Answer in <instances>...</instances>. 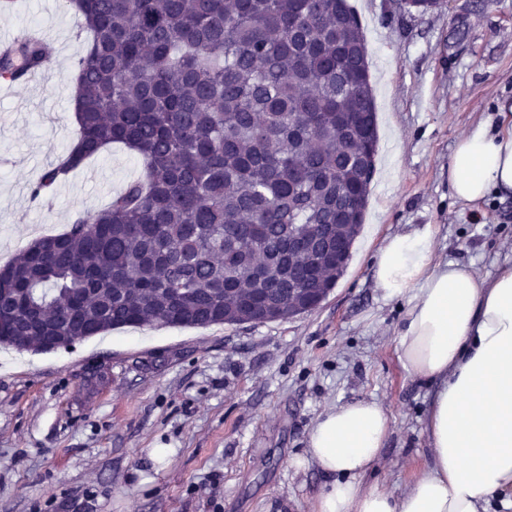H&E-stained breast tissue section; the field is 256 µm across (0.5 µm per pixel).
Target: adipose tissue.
Segmentation results:
<instances>
[{
    "instance_id": "ef3b65f1",
    "label": "adipose tissue",
    "mask_w": 512,
    "mask_h": 512,
    "mask_svg": "<svg viewBox=\"0 0 512 512\" xmlns=\"http://www.w3.org/2000/svg\"><path fill=\"white\" fill-rule=\"evenodd\" d=\"M448 186L465 203L512 191V114L478 125L448 162ZM433 225L386 237L375 256L376 285L406 304L397 352L412 375L434 381L425 418L428 466L402 497L360 477L376 463L390 429L386 410L359 399L313 426L298 469L333 477L314 512H481L484 498L512 492V264L489 279L435 259Z\"/></svg>"
}]
</instances>
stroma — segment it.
Wrapping results in <instances>:
<instances>
[{
    "instance_id": "stroma-1",
    "label": "stroma",
    "mask_w": 512,
    "mask_h": 512,
    "mask_svg": "<svg viewBox=\"0 0 512 512\" xmlns=\"http://www.w3.org/2000/svg\"><path fill=\"white\" fill-rule=\"evenodd\" d=\"M367 34L378 153L343 275L312 312L259 325L130 326L50 352L0 348V512H313L331 483L294 469L328 409L379 402L390 433L360 478L395 495L429 463L432 386L401 365V301L375 284L388 235L435 225L436 258L493 277L512 262V194L471 205L448 162L473 127L512 106V0H350ZM53 38V68L0 92V266L140 177L112 146L47 202L29 190L73 142L70 75L86 47L62 0H17L0 29ZM104 175V184L88 178Z\"/></svg>"
}]
</instances>
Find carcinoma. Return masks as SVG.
<instances>
[{"instance_id": "obj_1", "label": "carcinoma", "mask_w": 512, "mask_h": 512, "mask_svg": "<svg viewBox=\"0 0 512 512\" xmlns=\"http://www.w3.org/2000/svg\"><path fill=\"white\" fill-rule=\"evenodd\" d=\"M88 34L72 73L70 148L42 201L121 144L143 177L1 267L0 345L68 346L133 325H237L270 288L281 318L344 268L288 251V233L350 251L378 136L360 22L348 0H66ZM36 30L0 53L22 81L50 61Z\"/></svg>"}]
</instances>
